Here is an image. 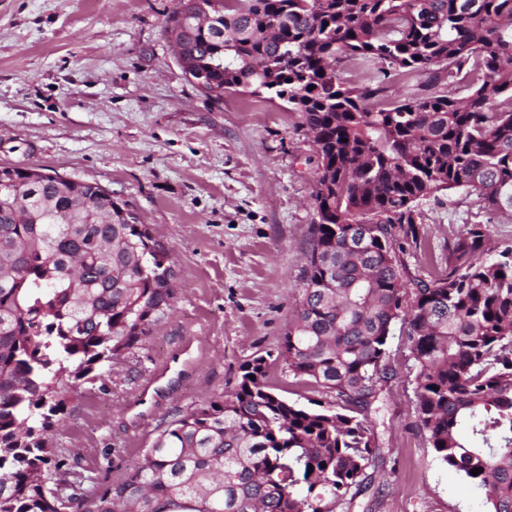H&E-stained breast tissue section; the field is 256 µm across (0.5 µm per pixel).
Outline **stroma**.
Instances as JSON below:
<instances>
[{
    "label": "stroma",
    "instance_id": "stroma-1",
    "mask_svg": "<svg viewBox=\"0 0 512 512\" xmlns=\"http://www.w3.org/2000/svg\"><path fill=\"white\" fill-rule=\"evenodd\" d=\"M179 0H0V167L41 166L95 182L170 250L172 314L110 375L71 388L52 443L97 485L121 481L163 425L227 394L241 365L270 358L274 392L301 405L324 389L277 356L302 283L318 158L301 113L247 94L221 104L183 74L166 30ZM426 256L487 225L512 244V213L465 191L420 201ZM393 376L370 418L382 462L342 512H486L483 493L429 447L414 408L416 368L391 340Z\"/></svg>",
    "mask_w": 512,
    "mask_h": 512
}]
</instances>
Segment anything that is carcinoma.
I'll use <instances>...</instances> for the list:
<instances>
[{"instance_id": "obj_1", "label": "carcinoma", "mask_w": 512, "mask_h": 512, "mask_svg": "<svg viewBox=\"0 0 512 512\" xmlns=\"http://www.w3.org/2000/svg\"><path fill=\"white\" fill-rule=\"evenodd\" d=\"M215 19L202 28L195 13ZM173 32L226 92L302 113L318 156L306 269L282 372L333 394L271 391L268 363L166 423L124 479L98 487L47 433L69 381H95L167 317L169 249L96 187L45 177L0 189V512H336L382 460L368 419L394 332L417 367L415 411L443 464L512 512V246L483 224L448 238L444 267L409 277L417 202L462 189L512 213V0H184ZM385 81L341 80L349 63ZM426 72L382 106L386 80ZM315 89H309V86ZM494 256H489V253ZM482 469L478 475L471 474Z\"/></svg>"}]
</instances>
